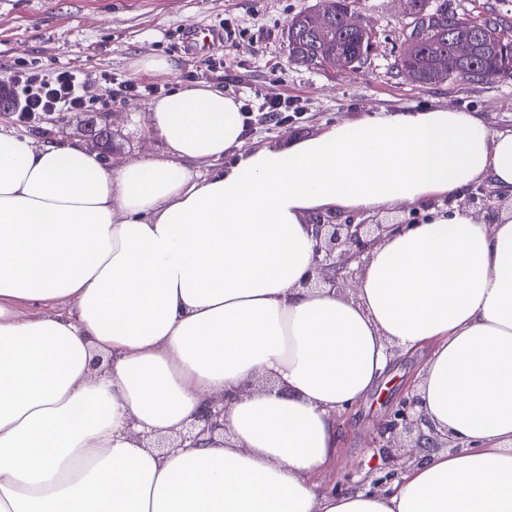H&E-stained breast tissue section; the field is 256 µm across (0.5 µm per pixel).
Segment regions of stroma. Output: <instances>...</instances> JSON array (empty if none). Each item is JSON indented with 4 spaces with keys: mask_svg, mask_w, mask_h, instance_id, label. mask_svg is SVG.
I'll return each instance as SVG.
<instances>
[{
    "mask_svg": "<svg viewBox=\"0 0 512 512\" xmlns=\"http://www.w3.org/2000/svg\"><path fill=\"white\" fill-rule=\"evenodd\" d=\"M318 0H0V72L19 65L45 71L85 73V97L95 112L147 115L157 95L196 82L243 100L285 99L294 109L284 124L253 112L247 147L285 146L320 133L340 121L380 110L448 108L475 112L487 125L512 131V78L420 84L397 71L395 61L409 23L399 0H354L352 7L370 22L376 50L357 72L306 68L289 59L287 30L301 11ZM209 27L234 33L212 50H191L181 35ZM173 62L172 74L153 77L139 70L148 58ZM146 84L147 92L115 105L106 99V78ZM422 350L403 352L387 372V391L370 394L340 418L342 441L323 482L333 488L346 475L355 479L384 467L367 446L407 379L419 375Z\"/></svg>",
    "mask_w": 512,
    "mask_h": 512,
    "instance_id": "35a3bbf8",
    "label": "stroma"
}]
</instances>
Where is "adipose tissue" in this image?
<instances>
[{
  "label": "adipose tissue",
  "instance_id": "adipose-tissue-1",
  "mask_svg": "<svg viewBox=\"0 0 512 512\" xmlns=\"http://www.w3.org/2000/svg\"><path fill=\"white\" fill-rule=\"evenodd\" d=\"M241 107L176 87L148 114L165 153L111 163L0 128V512H512V213L439 205L512 193V131L380 110L247 150ZM402 203L421 221L373 247L354 297L304 287L313 214ZM391 345L428 349L424 413L462 448L324 490L336 416ZM218 395L224 437L146 447ZM484 184L487 191H491L493 194L488 193L484 187L478 186L475 189V192L472 191L474 188H471L463 195V197L458 195L444 199L443 205L448 207L456 204L459 208L469 209L477 215H481L485 218L488 217V222H492L499 214V205H496V201H494V196L498 193L496 191L499 190L491 182H486ZM484 212L486 213L485 215H483Z\"/></svg>",
  "mask_w": 512,
  "mask_h": 512
}]
</instances>
